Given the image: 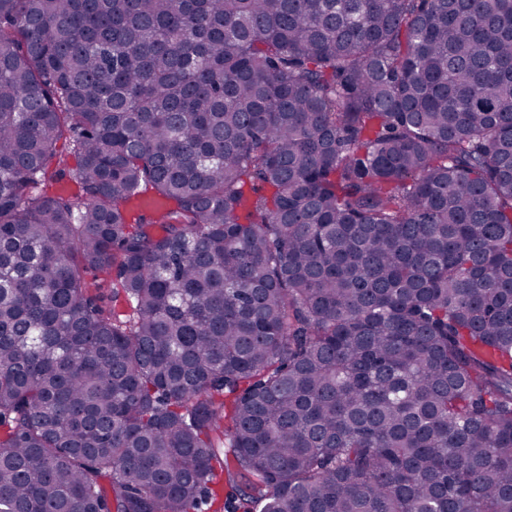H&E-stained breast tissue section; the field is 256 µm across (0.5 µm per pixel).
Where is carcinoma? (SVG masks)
Instances as JSON below:
<instances>
[{"label": "carcinoma", "instance_id": "obj_1", "mask_svg": "<svg viewBox=\"0 0 512 512\" xmlns=\"http://www.w3.org/2000/svg\"><path fill=\"white\" fill-rule=\"evenodd\" d=\"M2 425L0 512H512V0H0ZM64 155V162L60 165L52 167L47 180L34 190V194L42 191L48 193H60L64 197L77 201L80 198V188L72 176V171L75 168L76 160L71 151L69 143L62 146Z\"/></svg>", "mask_w": 512, "mask_h": 512}]
</instances>
